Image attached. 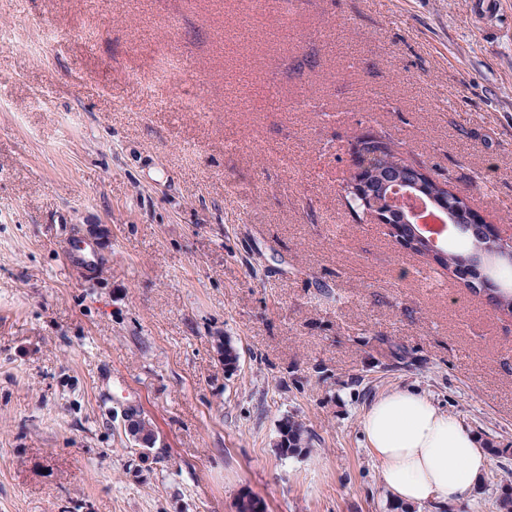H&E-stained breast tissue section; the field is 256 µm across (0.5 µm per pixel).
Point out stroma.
Here are the masks:
<instances>
[{"mask_svg":"<svg viewBox=\"0 0 512 512\" xmlns=\"http://www.w3.org/2000/svg\"><path fill=\"white\" fill-rule=\"evenodd\" d=\"M497 2L485 27L476 0H0V512H390L361 419L408 387L512 448V316L423 288L342 198L383 129L512 237ZM287 416L306 454H278ZM510 483L495 456L417 512H498Z\"/></svg>","mask_w":512,"mask_h":512,"instance_id":"1","label":"stroma"}]
</instances>
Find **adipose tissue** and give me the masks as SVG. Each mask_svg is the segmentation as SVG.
Listing matches in <instances>:
<instances>
[{"label": "adipose tissue", "mask_w": 512, "mask_h": 512, "mask_svg": "<svg viewBox=\"0 0 512 512\" xmlns=\"http://www.w3.org/2000/svg\"><path fill=\"white\" fill-rule=\"evenodd\" d=\"M362 429L385 485L402 502H455L490 467L462 420L413 388L379 396Z\"/></svg>", "instance_id": "obj_1"}]
</instances>
